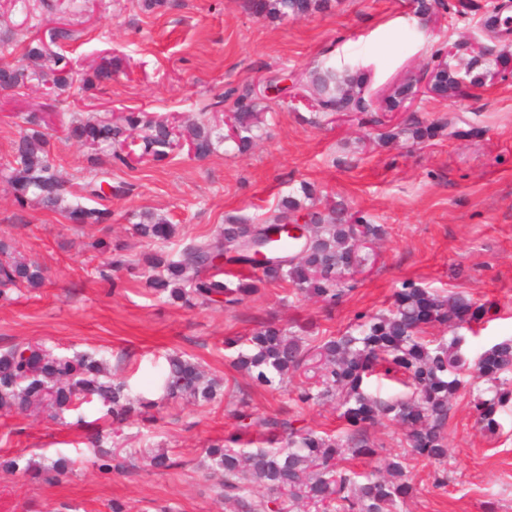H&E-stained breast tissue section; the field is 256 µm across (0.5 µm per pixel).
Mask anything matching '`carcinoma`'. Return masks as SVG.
Instances as JSON below:
<instances>
[{
    "instance_id": "cac0c4a2",
    "label": "carcinoma",
    "mask_w": 512,
    "mask_h": 512,
    "mask_svg": "<svg viewBox=\"0 0 512 512\" xmlns=\"http://www.w3.org/2000/svg\"><path fill=\"white\" fill-rule=\"evenodd\" d=\"M327 2L250 0V7L258 16L301 18ZM25 57L41 60V68L0 67V90H20L41 80L61 94L74 87L83 90L112 81V58L104 56L92 77L75 85L66 55L47 51L39 37L29 40ZM487 65L491 62L473 56L461 69L443 60L433 64V69L446 76L444 89L453 93L466 77L471 84L482 83ZM364 83V74L325 63L303 81L305 94L325 112L346 106L363 108L359 94ZM259 106L248 89L238 93L233 102L232 141L240 150L256 138ZM30 124L32 127L14 141L9 161L7 178L15 203L23 208L33 202L48 211H60L72 224L107 221L110 211L103 201L112 196V183L103 178L84 182L83 198L95 202L94 207L64 205L71 194L70 179L50 162V140L40 130L39 119ZM66 130L67 138L107 153L120 165L127 164L130 150L163 161L184 136L195 143L201 157L213 153L215 144L226 139L204 122L175 135L166 119L144 111L124 112L115 122L89 118L69 124ZM299 209V203L287 198L271 224L230 217L215 234L181 253L172 255L161 248L147 254L144 265H134L132 270L154 293H166L186 308L214 303L231 307L261 285H289L297 296L334 305L343 292L342 274L352 263L367 261L355 252L357 238L376 240L381 228L341 204L329 205L307 214L308 224L296 237L300 243L297 252L275 254L279 240L271 239L268 232L282 220L295 217ZM135 230L153 246L175 235V225L150 211L140 214ZM258 242L266 255L261 265L253 263L252 244ZM99 246L109 253L103 266L112 269L127 264L126 246L102 242ZM43 280L38 266L18 260L0 244L1 296L13 288H34ZM471 309L472 302L459 293L441 295L405 281L390 309L361 315L353 328L335 336H309L302 327L295 330L270 322L246 336L227 340L235 370L273 391H286L290 378L304 377L303 384L292 391L295 404H332L346 428L337 434H321L276 414L258 416L246 399H239L234 409L238 434L215 440L205 449L203 467L220 472L214 485L217 500L230 505L232 512H402L414 492L409 478L412 470L420 463L447 465L444 427L464 377L473 379L476 423L490 435L499 432V415L512 404L511 339L477 356L480 366L475 373L477 359L467 355V337L456 332L448 339L422 336L423 328L430 324L466 322L474 317ZM380 365L385 366L387 376H404L405 394L383 399L371 390V378ZM234 389L230 380L219 384L181 355L167 358L162 383L166 397L210 404ZM92 401L114 424L157 406L152 399L132 394L126 378L105 374L93 353L59 356L31 343L0 353V410L56 417ZM384 419L405 427L407 448L385 457L382 466L370 473L344 466L348 460L379 455L380 448L370 439L368 429ZM89 445L93 464L101 471H124L138 458L155 470L175 464L164 448H116L106 445L98 434L90 438ZM73 465L74 460L64 456L46 466L21 454L0 460L1 469L45 480L66 474Z\"/></svg>"
}]
</instances>
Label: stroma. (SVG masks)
I'll list each match as a JSON object with an SVG mask.
<instances>
[{
	"label": "stroma",
	"mask_w": 512,
	"mask_h": 512,
	"mask_svg": "<svg viewBox=\"0 0 512 512\" xmlns=\"http://www.w3.org/2000/svg\"><path fill=\"white\" fill-rule=\"evenodd\" d=\"M495 12H512V0H442L423 16L411 0H331L326 9L285 20L254 14L248 0H162L150 10L142 0H0V40L8 42L0 61L22 60L25 41L62 21L76 33L67 53L75 73L91 75L104 56L120 62L101 89L58 97L0 91V242L39 264L44 276L41 287L0 298V352L27 342L56 354L93 352L149 396L158 392L167 355L178 352L236 380L255 412L291 415L329 432L340 425L334 406L300 408L286 393L256 386L231 367L225 339L264 322L335 334L358 314L391 307L406 281L473 302L469 356L512 339V73L463 84L448 97L423 88L433 56L456 64L457 45L471 56L512 51L488 35ZM325 62L366 75L365 111L323 114L270 92L279 77L302 78ZM410 78L421 85L418 96L400 111H384ZM246 87L259 92L263 106L261 136L250 150L227 141L202 159L178 149L160 163L113 168L109 223L72 224L59 212L16 206L4 166L29 116L41 118L51 156L77 194L91 174L92 149L66 140L71 121L143 110L177 118L182 127L200 116L220 127L223 114L203 113V106ZM417 126L431 128V137L414 139ZM305 184L322 202L344 201L384 230L372 264L347 279L335 306L264 287L232 308L188 309L154 295L126 270L108 281L96 272L98 240L127 243L129 258L140 259L143 247L130 234L136 213L149 210L176 224L169 246L179 250L214 234L228 217L268 218L281 198L301 197ZM153 415L150 422L131 418L116 432L95 403L55 420L0 412V457L75 461L49 482L0 472V512H111L116 499L130 512L166 505L224 512L213 492L217 478L200 462L212 440L236 434L237 419L225 405L180 398ZM501 423L498 435H484L469 391L461 390L446 425L448 487L434 489L432 467H417L407 512H512V409ZM95 431L130 448H168L177 464L164 472L141 463L100 472L87 447Z\"/></svg>",
	"instance_id": "stroma-1"
}]
</instances>
